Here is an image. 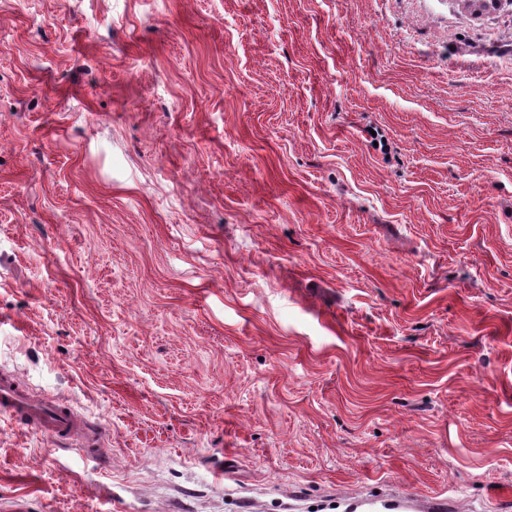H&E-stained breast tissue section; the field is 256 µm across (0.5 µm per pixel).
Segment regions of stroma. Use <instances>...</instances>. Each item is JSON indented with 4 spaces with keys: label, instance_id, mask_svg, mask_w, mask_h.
Segmentation results:
<instances>
[{
    "label": "stroma",
    "instance_id": "35a3bbf8",
    "mask_svg": "<svg viewBox=\"0 0 512 512\" xmlns=\"http://www.w3.org/2000/svg\"><path fill=\"white\" fill-rule=\"evenodd\" d=\"M3 371L29 512H512V0H0ZM0 412L18 417L55 440H65L83 446L94 453L101 445V431L90 428L67 405L60 401L38 398L15 378H0ZM396 509H400L405 512H446L450 508L448 498H439L434 500H402L394 502Z\"/></svg>",
    "mask_w": 512,
    "mask_h": 512
}]
</instances>
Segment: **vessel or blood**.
I'll return each instance as SVG.
<instances>
[{"label":"vessel or blood","instance_id":"b4317fda","mask_svg":"<svg viewBox=\"0 0 512 512\" xmlns=\"http://www.w3.org/2000/svg\"><path fill=\"white\" fill-rule=\"evenodd\" d=\"M0 412L18 417L57 440L86 448L101 444L99 429L87 424L68 406L32 395L15 378H0ZM398 512H447V499L398 500Z\"/></svg>","mask_w":512,"mask_h":512}]
</instances>
